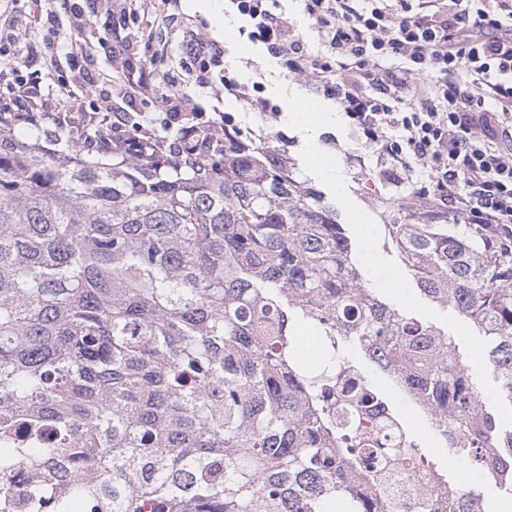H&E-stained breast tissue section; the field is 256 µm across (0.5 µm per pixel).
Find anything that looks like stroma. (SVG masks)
<instances>
[{
    "label": "stroma",
    "mask_w": 512,
    "mask_h": 512,
    "mask_svg": "<svg viewBox=\"0 0 512 512\" xmlns=\"http://www.w3.org/2000/svg\"><path fill=\"white\" fill-rule=\"evenodd\" d=\"M148 20L153 46L165 49L167 65L179 73L180 90L189 97L192 111L206 113L213 119L229 113L244 128L255 123L253 114L235 97L219 96L212 89L195 85L182 63V46L192 37L218 42L240 81L248 82L256 73H264L267 91L280 107L274 127L288 140V156L295 177L335 208L353 242L354 259L366 286L374 288L400 312L447 330L460 351L468 355L472 382L487 410L501 429H511L512 402L498 395L497 374L484 355L483 341L475 326L452 307L425 296L391 242L390 225L417 222L419 217L414 206L401 202L399 188L379 180L374 161H367L362 171L349 166L345 152L355 147L357 136L336 102L318 96L305 82L284 77L275 60L242 34L244 21L234 12L229 0H223L216 15L206 6L191 9L187 0H177L173 11L149 14ZM226 20L236 29L234 38H224L219 31L220 24ZM50 27L58 29L64 38L82 31L98 87L110 91L114 78L111 17L104 14L100 0H22L18 5L12 0H0V30L15 36L13 51L24 62L20 78L38 74L40 84L35 89L38 101L49 111L58 112L66 101L77 98L82 101L84 111H96L97 98L88 92L69 61L63 54L45 47L44 34ZM295 98L331 111L332 121L321 123L312 132L295 125L288 112ZM406 419L423 453L443 470L449 482L479 486L493 512H503L504 504L512 502V494L483 481L477 468L460 470L449 464L442 436L425 416L410 412Z\"/></svg>",
    "instance_id": "obj_1"
}]
</instances>
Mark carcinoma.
Masks as SVG:
<instances>
[{"mask_svg": "<svg viewBox=\"0 0 512 512\" xmlns=\"http://www.w3.org/2000/svg\"><path fill=\"white\" fill-rule=\"evenodd\" d=\"M102 136L0 123V512H383L319 401L336 357L367 345L454 424V458L512 493V430L455 341L364 284L292 163L211 137L175 167L102 153ZM487 237L391 225L419 290L483 334L512 402V256ZM305 325L347 337L318 377Z\"/></svg>", "mask_w": 512, "mask_h": 512, "instance_id": "carcinoma-1", "label": "carcinoma"}]
</instances>
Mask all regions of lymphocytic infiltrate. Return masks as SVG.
I'll use <instances>...</instances> for the list:
<instances>
[{
  "label": "lymphocytic infiltrate",
  "mask_w": 512,
  "mask_h": 512,
  "mask_svg": "<svg viewBox=\"0 0 512 512\" xmlns=\"http://www.w3.org/2000/svg\"><path fill=\"white\" fill-rule=\"evenodd\" d=\"M231 2L246 18L249 38L266 46L285 76L340 105L360 145L348 154L352 167L375 157L380 179L435 213L491 229L497 249L512 255V0H301L305 34L278 0ZM110 6L124 32L112 58L125 97L162 110L160 126L172 125L185 95L176 93L177 80L157 54L131 60L141 16L123 0ZM183 53L197 86L221 85L261 120L244 130L231 114L217 121L200 112L195 124L181 127L183 139L216 132L233 146H280L282 135L270 124L278 107L262 81H240L223 48L209 40L192 38ZM30 92L20 80L0 89V118L72 127L91 120L111 132L103 152L117 148L137 158L164 148L173 161L183 155L134 113L86 114L77 100L69 111L45 112L31 104ZM278 154L288 157L281 146Z\"/></svg>",
  "instance_id": "1"
}]
</instances>
